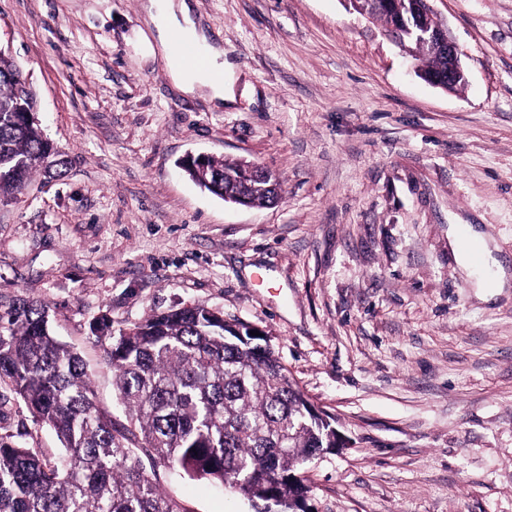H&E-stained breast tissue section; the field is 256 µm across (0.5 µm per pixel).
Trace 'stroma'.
Instances as JSON below:
<instances>
[{
    "label": "stroma",
    "mask_w": 512,
    "mask_h": 512,
    "mask_svg": "<svg viewBox=\"0 0 512 512\" xmlns=\"http://www.w3.org/2000/svg\"><path fill=\"white\" fill-rule=\"evenodd\" d=\"M191 3L224 48L220 109L175 88L143 0H0L67 162L0 200V301L48 305L119 424L101 323L204 304L255 327L341 438L297 468L310 512H512V287L479 299L448 245L472 224L512 274V0H432L452 93L348 0ZM190 153L266 166L278 201L202 190ZM0 433L63 452L5 386ZM140 458L188 512H254Z\"/></svg>",
    "instance_id": "35a3bbf8"
}]
</instances>
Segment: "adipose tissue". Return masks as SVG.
<instances>
[{
  "mask_svg": "<svg viewBox=\"0 0 512 512\" xmlns=\"http://www.w3.org/2000/svg\"><path fill=\"white\" fill-rule=\"evenodd\" d=\"M143 10L156 29L158 46L174 86L185 94L195 93L201 86L208 87L212 104L222 107L224 52L219 46L210 44L206 33L198 29L188 0H145ZM176 32L205 49L209 59L208 70H193L184 65L172 40Z\"/></svg>",
  "mask_w": 512,
  "mask_h": 512,
  "instance_id": "ef3b65f1",
  "label": "adipose tissue"
}]
</instances>
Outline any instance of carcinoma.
Masks as SVG:
<instances>
[{"mask_svg": "<svg viewBox=\"0 0 512 512\" xmlns=\"http://www.w3.org/2000/svg\"><path fill=\"white\" fill-rule=\"evenodd\" d=\"M374 19L408 45L427 76L446 63L414 33L421 0H381ZM27 76L0 52V197L22 194L55 157L38 127ZM254 162L209 157L184 171L226 202L263 206L279 196L275 175L258 180ZM205 305L155 314L120 332L106 349L128 424L96 403L79 354L54 336L38 301L0 304V386L33 421L51 427L65 453L46 462L0 435V512H189L163 492L136 450L150 448L172 471L208 477L250 502L281 501L306 512L309 487L295 478L309 455L339 446L330 418L290 381L251 327Z\"/></svg>", "mask_w": 512, "mask_h": 512, "instance_id": "cac0c4a2", "label": "carcinoma"}]
</instances>
